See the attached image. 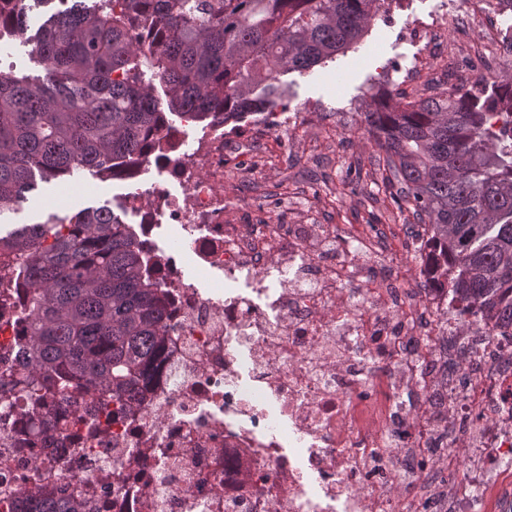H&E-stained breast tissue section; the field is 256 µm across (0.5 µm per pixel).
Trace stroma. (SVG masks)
I'll list each match as a JSON object with an SVG mask.
<instances>
[{"mask_svg":"<svg viewBox=\"0 0 512 512\" xmlns=\"http://www.w3.org/2000/svg\"><path fill=\"white\" fill-rule=\"evenodd\" d=\"M441 0H392L371 20L361 40L344 53L307 72H290L283 103L300 116V129L288 141L256 130V155L266 161L257 174L239 175L235 196L250 207L287 193L288 204L267 208L270 224H390L394 241H403L412 216L394 204L393 189L383 178L378 148L369 140L364 115L376 107L377 97L405 91L409 98L429 97L406 82V71L427 53L425 42L409 34L414 19H429ZM104 179L82 170L73 176L39 183L11 212L1 233L44 221L48 215L70 216L109 205L126 215L129 196L155 181Z\"/></svg>","mask_w":512,"mask_h":512,"instance_id":"stroma-1","label":"stroma"}]
</instances>
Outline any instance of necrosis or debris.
Returning a JSON list of instances; mask_svg holds the SVG:
<instances>
[{"instance_id": "necrosis-or-debris-1", "label": "necrosis or debris", "mask_w": 512, "mask_h": 512, "mask_svg": "<svg viewBox=\"0 0 512 512\" xmlns=\"http://www.w3.org/2000/svg\"><path fill=\"white\" fill-rule=\"evenodd\" d=\"M479 18L466 0L413 33L436 52ZM511 52L491 22L449 87ZM187 135L166 122L123 174L162 169L128 201L172 301L161 371L139 411L21 454L15 404L0 498L46 469L102 512H512V331L459 335L469 314L444 289L416 302L386 225L241 223L229 132L185 154Z\"/></svg>"}]
</instances>
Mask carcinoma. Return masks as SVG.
<instances>
[{
	"label": "carcinoma",
	"mask_w": 512,
	"mask_h": 512,
	"mask_svg": "<svg viewBox=\"0 0 512 512\" xmlns=\"http://www.w3.org/2000/svg\"><path fill=\"white\" fill-rule=\"evenodd\" d=\"M35 2L61 8L31 37L43 74L0 70V215L39 180L114 177L168 112L210 125L274 111L279 76L359 40L380 0ZM25 30L24 0H0V43ZM365 122L399 210L426 227L432 273L472 315L512 327V82L381 101ZM19 289L26 334L0 353V394L63 421L79 395L139 401L165 350L167 293L130 225L99 207L0 235V309ZM11 508L84 512L50 480Z\"/></svg>",
	"instance_id": "carcinoma-1"
}]
</instances>
